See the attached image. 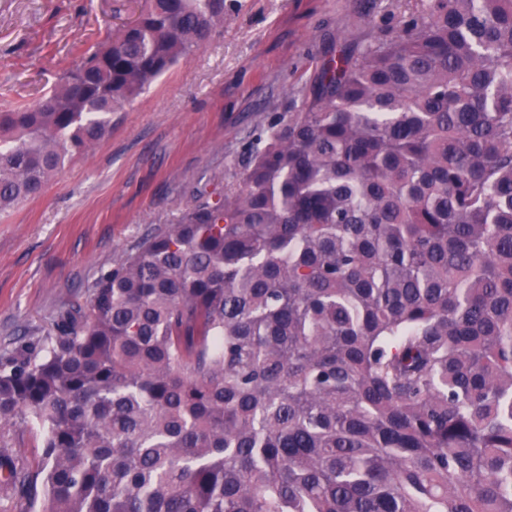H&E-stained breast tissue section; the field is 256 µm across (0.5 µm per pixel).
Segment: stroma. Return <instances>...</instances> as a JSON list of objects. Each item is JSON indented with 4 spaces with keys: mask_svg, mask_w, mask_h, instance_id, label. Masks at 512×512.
Masks as SVG:
<instances>
[{
    "mask_svg": "<svg viewBox=\"0 0 512 512\" xmlns=\"http://www.w3.org/2000/svg\"><path fill=\"white\" fill-rule=\"evenodd\" d=\"M241 2L205 48L113 113L100 145L0 214V350L43 336L145 235L237 190L251 149L302 111L329 52L398 27L393 0ZM136 9L137 0H0V106L35 103Z\"/></svg>",
    "mask_w": 512,
    "mask_h": 512,
    "instance_id": "1",
    "label": "stroma"
}]
</instances>
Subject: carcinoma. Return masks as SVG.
<instances>
[{"mask_svg": "<svg viewBox=\"0 0 512 512\" xmlns=\"http://www.w3.org/2000/svg\"><path fill=\"white\" fill-rule=\"evenodd\" d=\"M227 0H144L0 109V212L99 145ZM35 424L42 460L9 448ZM45 512H512V0H410L240 189L0 354V500Z\"/></svg>", "mask_w": 512, "mask_h": 512, "instance_id": "carcinoma-1", "label": "carcinoma"}]
</instances>
